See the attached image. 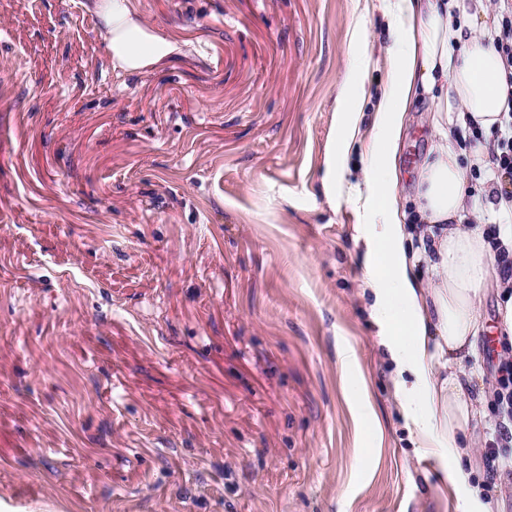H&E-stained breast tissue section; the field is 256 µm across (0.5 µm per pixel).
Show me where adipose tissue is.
I'll return each mask as SVG.
<instances>
[{"label":"adipose tissue","instance_id":"obj_1","mask_svg":"<svg viewBox=\"0 0 512 512\" xmlns=\"http://www.w3.org/2000/svg\"><path fill=\"white\" fill-rule=\"evenodd\" d=\"M380 2L389 19V87L370 128L371 160L348 186L351 201L380 221L365 234L370 315L395 364L394 397L420 453L440 459L461 493L462 512H498L497 495L470 484L464 469L474 454L472 433L488 419L486 394L476 387L469 361L492 255L482 228L460 226L468 195L460 158L466 152L448 126H496L507 96L504 71L493 28L466 12L462 0ZM92 8L113 70L138 76L185 51L144 24L131 0H93ZM340 94L346 119L338 144L326 153L323 176L331 195L361 111L349 83H342ZM425 95L434 103V143L418 170V220L411 223L395 193V154L405 113ZM466 154L475 165L487 159L478 146ZM421 264L430 273L424 281L415 273Z\"/></svg>","mask_w":512,"mask_h":512}]
</instances>
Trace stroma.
Listing matches in <instances>:
<instances>
[{
    "label": "stroma",
    "instance_id": "1",
    "mask_svg": "<svg viewBox=\"0 0 512 512\" xmlns=\"http://www.w3.org/2000/svg\"><path fill=\"white\" fill-rule=\"evenodd\" d=\"M132 3L190 53L130 77L89 0H0V502L458 512L396 409L362 215L321 183L342 82L368 122L387 88L376 0ZM431 107L400 140L408 207ZM490 278L474 358L488 390ZM345 363L366 384L349 397ZM492 433L475 431L469 480L512 512V444L485 447Z\"/></svg>",
    "mask_w": 512,
    "mask_h": 512
}]
</instances>
